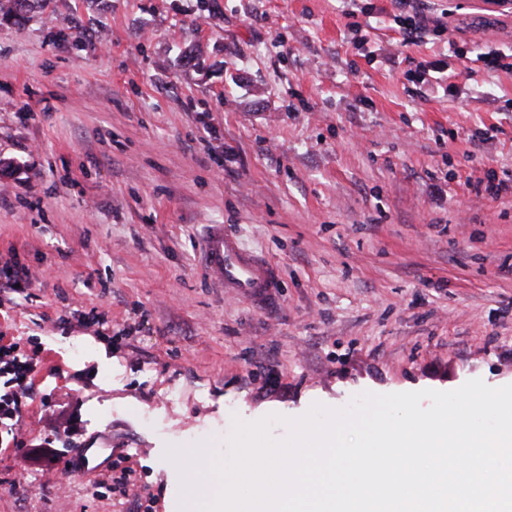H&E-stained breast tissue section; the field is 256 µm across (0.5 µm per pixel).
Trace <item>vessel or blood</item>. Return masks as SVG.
<instances>
[{
    "label": "vessel or blood",
    "mask_w": 512,
    "mask_h": 512,
    "mask_svg": "<svg viewBox=\"0 0 512 512\" xmlns=\"http://www.w3.org/2000/svg\"><path fill=\"white\" fill-rule=\"evenodd\" d=\"M203 253L209 273L223 286L225 294L259 301L274 296L279 286L275 265L242 247L223 225H209Z\"/></svg>",
    "instance_id": "vessel-or-blood-1"
}]
</instances>
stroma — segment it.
Listing matches in <instances>:
<instances>
[{
    "instance_id": "obj_1",
    "label": "stroma",
    "mask_w": 512,
    "mask_h": 512,
    "mask_svg": "<svg viewBox=\"0 0 512 512\" xmlns=\"http://www.w3.org/2000/svg\"><path fill=\"white\" fill-rule=\"evenodd\" d=\"M421 5L448 31L410 46L396 0L0 20V267L36 276L0 291V341L37 364L25 440L91 444L94 464H27L0 425V512H178L167 446L224 456L237 420L278 416L282 440L365 391L512 383V194L470 187L512 172V72L478 60L512 46V14ZM210 224L277 266L274 300L225 297ZM113 463L149 507L97 495Z\"/></svg>"
}]
</instances>
